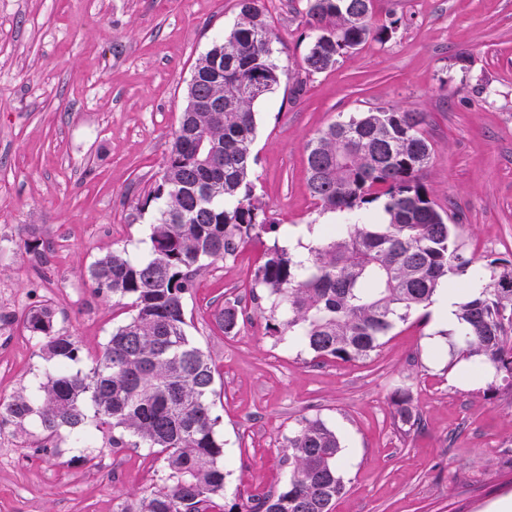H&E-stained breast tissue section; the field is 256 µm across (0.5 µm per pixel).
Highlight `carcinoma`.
Listing matches in <instances>:
<instances>
[{
  "label": "carcinoma",
  "mask_w": 512,
  "mask_h": 512,
  "mask_svg": "<svg viewBox=\"0 0 512 512\" xmlns=\"http://www.w3.org/2000/svg\"><path fill=\"white\" fill-rule=\"evenodd\" d=\"M305 23L312 33L303 58L309 74L334 68L370 39L389 40L395 30L375 24L374 0H306ZM272 43L259 0H239L234 28L195 63L163 174L146 199L161 202L149 258L114 251L88 270L95 295L131 299L101 353L86 368H73L81 361L78 341L55 331L49 302L31 307L23 320L51 367L36 395L0 401V427L25 435L36 420L46 439L63 428L82 438L92 421L109 434L112 449H148L160 462L157 484L117 512H332L344 491L340 439L322 419L303 417L286 437L284 486L225 501L216 367L187 331L185 299L198 273L279 230L249 179L254 103L285 75ZM422 122L419 112L375 108L309 140L311 196L321 212L344 213L347 222L326 227L304 253L267 249L252 278V288L274 296L265 330L294 337L316 360H365L397 324L465 276L477 291L459 303L457 328L439 335L449 337L451 362H466L470 376L491 368L512 388V260L480 263L459 240L460 216L431 198L423 172L433 147ZM220 324L227 336L238 330L236 303L224 304ZM408 403L405 391L396 392L394 418L413 426Z\"/></svg>",
  "instance_id": "cac0c4a2"
}]
</instances>
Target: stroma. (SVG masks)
<instances>
[{"mask_svg": "<svg viewBox=\"0 0 512 512\" xmlns=\"http://www.w3.org/2000/svg\"><path fill=\"white\" fill-rule=\"evenodd\" d=\"M261 4L289 76L254 106L250 179L283 230L203 269L186 299L188 334L217 370L226 494L278 489L285 435L318 416L341 442L345 491L333 512H499L512 500V389L453 382L435 321L398 324L366 360L319 364L265 332L267 299L229 336L218 315L288 230L340 223L310 196L307 143L371 108L424 115L434 201L462 210V239L480 242L482 259L512 252V0H375L377 23L396 25L391 39L310 76L305 0ZM238 12V0H0V400L44 379L41 345L23 328L31 306L51 300L56 330L87 363L121 322L115 299L93 294L88 268L115 250L149 255L156 209L142 201L162 175L197 59ZM34 239L51 251L26 252ZM400 387L418 427L393 420ZM30 431L0 429V512H112L153 486L145 449L115 452V472L103 474L100 449L66 432L39 454V428Z\"/></svg>", "mask_w": 512, "mask_h": 512, "instance_id": "1", "label": "stroma"}]
</instances>
